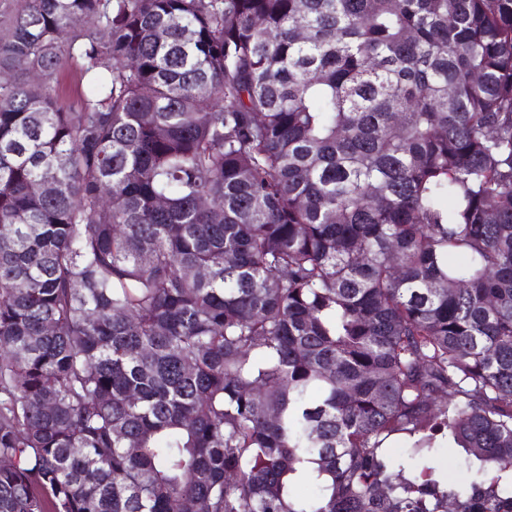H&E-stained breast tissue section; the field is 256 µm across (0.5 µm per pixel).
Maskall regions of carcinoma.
Returning <instances> with one entry per match:
<instances>
[{"instance_id": "carcinoma-1", "label": "carcinoma", "mask_w": 512, "mask_h": 512, "mask_svg": "<svg viewBox=\"0 0 512 512\" xmlns=\"http://www.w3.org/2000/svg\"><path fill=\"white\" fill-rule=\"evenodd\" d=\"M0 73V512H512V0H26ZM86 88V79L81 78L78 67L66 64L61 69L60 84L58 87V103L69 111L77 105L80 95Z\"/></svg>"}]
</instances>
